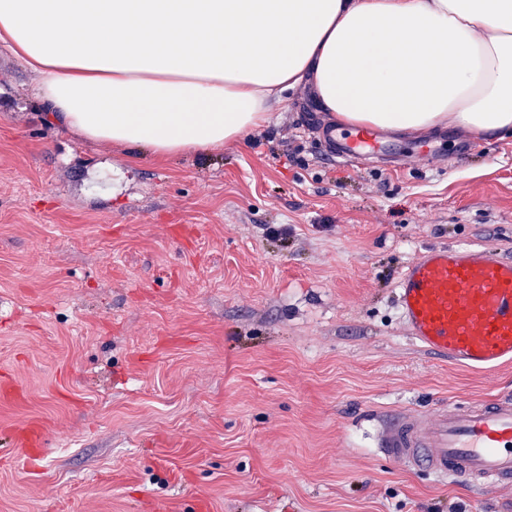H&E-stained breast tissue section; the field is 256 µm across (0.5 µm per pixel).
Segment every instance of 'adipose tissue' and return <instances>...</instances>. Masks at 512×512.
<instances>
[{"instance_id": "ef3b65f1", "label": "adipose tissue", "mask_w": 512, "mask_h": 512, "mask_svg": "<svg viewBox=\"0 0 512 512\" xmlns=\"http://www.w3.org/2000/svg\"><path fill=\"white\" fill-rule=\"evenodd\" d=\"M0 45L59 126L160 160L302 85L344 126L512 135V0H0Z\"/></svg>"}]
</instances>
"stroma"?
I'll return each mask as SVG.
<instances>
[{
    "instance_id": "obj_1",
    "label": "stroma",
    "mask_w": 512,
    "mask_h": 512,
    "mask_svg": "<svg viewBox=\"0 0 512 512\" xmlns=\"http://www.w3.org/2000/svg\"><path fill=\"white\" fill-rule=\"evenodd\" d=\"M328 119L299 87L236 143L132 165L0 47V512H512L376 446L398 412L512 394V363L439 360L396 306L426 248L512 258V139L350 166Z\"/></svg>"
}]
</instances>
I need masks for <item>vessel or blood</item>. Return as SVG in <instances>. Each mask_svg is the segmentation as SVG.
<instances>
[{
	"label": "vessel or blood",
	"instance_id": "obj_1",
	"mask_svg": "<svg viewBox=\"0 0 512 512\" xmlns=\"http://www.w3.org/2000/svg\"><path fill=\"white\" fill-rule=\"evenodd\" d=\"M321 139L349 164L413 154L363 129L328 126ZM398 288L410 335L437 358L481 371L512 362V258L480 246L432 247L407 265ZM379 446L402 465L441 480L511 488L512 396L396 414L387 420Z\"/></svg>",
	"mask_w": 512,
	"mask_h": 512
}]
</instances>
